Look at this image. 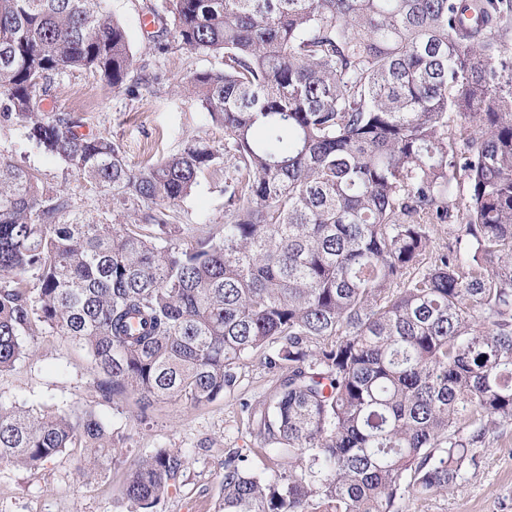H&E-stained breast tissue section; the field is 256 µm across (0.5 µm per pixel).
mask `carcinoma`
Returning a JSON list of instances; mask_svg holds the SVG:
<instances>
[{"mask_svg": "<svg viewBox=\"0 0 512 512\" xmlns=\"http://www.w3.org/2000/svg\"><path fill=\"white\" fill-rule=\"evenodd\" d=\"M166 10L179 46L224 56L185 86L224 150L194 140L134 169L79 118L40 110L62 70L129 89L124 27L101 0H0V116L112 196V223L77 217L66 190L0 155V373L48 327L144 418L234 391L262 357L283 372L243 405L262 466L225 457L219 512H399L455 488L512 424V0ZM220 164L218 231L169 223ZM112 447L91 409L0 402L1 464ZM185 463L168 448L135 460L134 512H157Z\"/></svg>", "mask_w": 512, "mask_h": 512, "instance_id": "carcinoma-1", "label": "carcinoma"}]
</instances>
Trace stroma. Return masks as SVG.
<instances>
[{"label": "stroma", "mask_w": 512, "mask_h": 512, "mask_svg": "<svg viewBox=\"0 0 512 512\" xmlns=\"http://www.w3.org/2000/svg\"><path fill=\"white\" fill-rule=\"evenodd\" d=\"M166 0H104L108 15L127 32L132 53V93L115 92L90 71L52 76L42 108L82 119V131L101 134L120 145L129 164L141 165L200 140L223 148L224 131L206 116L199 101L180 91L195 72L220 69L219 54L182 49L171 36ZM0 153L38 174L47 190L67 189L77 214L108 224L112 199L74 176L47 155L16 122H0ZM224 220V170L205 173L190 197L171 211V223L203 227ZM98 374L86 351L64 336L40 329L32 356L0 373V402L80 412L95 410L113 433L117 449L79 478L88 452L70 448L32 468L0 465V512H131L122 494L128 465L155 448L181 451L186 463L176 486L158 512H216L222 496L224 458L251 447L244 401L264 398L276 384L260 358L240 369L230 394L193 406L160 400L146 420L138 418V396L128 393L105 402ZM478 465L458 487L429 496L407 495L400 512H512V425L487 437L477 450Z\"/></svg>", "instance_id": "obj_1"}]
</instances>
